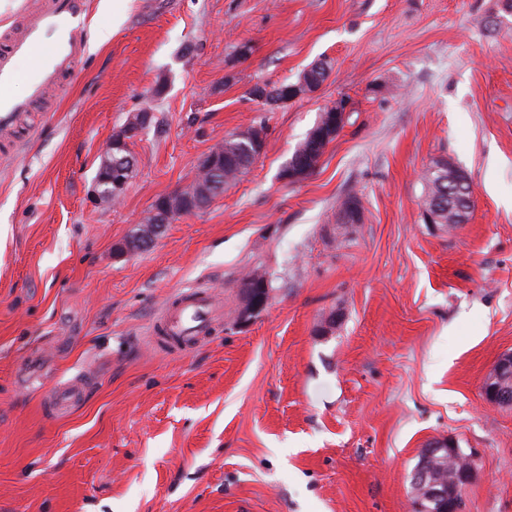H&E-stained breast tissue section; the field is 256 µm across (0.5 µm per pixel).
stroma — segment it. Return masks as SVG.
<instances>
[{
  "label": "stroma",
  "mask_w": 512,
  "mask_h": 512,
  "mask_svg": "<svg viewBox=\"0 0 512 512\" xmlns=\"http://www.w3.org/2000/svg\"><path fill=\"white\" fill-rule=\"evenodd\" d=\"M497 17L495 31L485 21ZM110 32L0 141V512H413L425 444L476 450L463 512H512V407L483 381L512 351V12L502 0H88ZM321 88L266 112L253 85ZM319 167L280 178L324 109ZM151 112L115 205L91 199L128 113ZM263 154L203 212L117 256L158 195L228 134ZM449 159L474 206L421 217ZM356 193L357 232L337 236ZM272 277L234 323L237 280ZM224 302L187 350L153 333L194 288ZM85 393L60 404L76 382ZM350 108L348 105V102L340 100L336 106L327 108V123L325 125H321L319 128H313V134L312 137L317 143L323 144V146L326 144L328 146L330 143H332L336 136L339 134L341 129L345 126L348 117ZM312 129V130H313ZM311 130V131H312ZM306 136V138L295 148L294 152L291 155L290 159H293L295 157H298L299 155L305 153L308 146V137L311 133ZM333 140V141H331Z\"/></svg>",
  "instance_id": "1"
}]
</instances>
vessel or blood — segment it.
Here are the masks:
<instances>
[{"label": "vessel or blood", "instance_id": "vessel-or-blood-1", "mask_svg": "<svg viewBox=\"0 0 512 512\" xmlns=\"http://www.w3.org/2000/svg\"><path fill=\"white\" fill-rule=\"evenodd\" d=\"M87 0H37L15 28L0 34V131L14 130L31 102L43 99L58 87L84 53L80 29ZM28 68H21V61ZM25 83L28 94L19 98L11 89ZM222 317V302L210 290L181 293L166 307L157 323V333L170 337L184 349L209 339Z\"/></svg>", "mask_w": 512, "mask_h": 512}]
</instances>
